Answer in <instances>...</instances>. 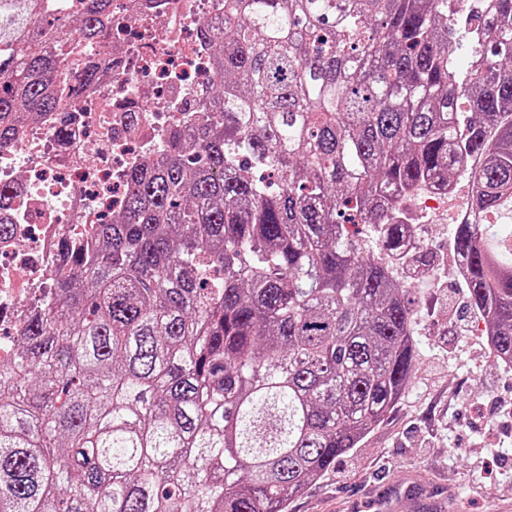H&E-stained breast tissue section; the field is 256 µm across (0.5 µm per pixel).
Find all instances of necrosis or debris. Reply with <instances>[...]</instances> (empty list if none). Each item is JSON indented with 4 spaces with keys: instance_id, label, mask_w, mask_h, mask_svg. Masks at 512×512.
Segmentation results:
<instances>
[{
    "instance_id": "necrosis-or-debris-1",
    "label": "necrosis or debris",
    "mask_w": 512,
    "mask_h": 512,
    "mask_svg": "<svg viewBox=\"0 0 512 512\" xmlns=\"http://www.w3.org/2000/svg\"><path fill=\"white\" fill-rule=\"evenodd\" d=\"M224 0H114L112 34L85 52L74 43L70 105L17 113L14 140L0 145V334L14 336L38 313L65 253L88 243L130 188L128 172L163 153L173 128L194 120L211 90V49L202 19ZM95 61L94 80L74 73Z\"/></svg>"
}]
</instances>
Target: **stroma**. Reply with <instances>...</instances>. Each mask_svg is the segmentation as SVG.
Returning a JSON list of instances; mask_svg holds the SVG:
<instances>
[{"label":"stroma","mask_w":512,"mask_h":512,"mask_svg":"<svg viewBox=\"0 0 512 512\" xmlns=\"http://www.w3.org/2000/svg\"><path fill=\"white\" fill-rule=\"evenodd\" d=\"M446 277L416 294L425 349L405 397L336 467L291 499L288 512H356L358 496L402 474L418 475V496L394 512H496L512 504V421L488 424L499 401L512 400V371L471 345L448 322Z\"/></svg>","instance_id":"obj_1"}]
</instances>
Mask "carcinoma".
<instances>
[{"mask_svg":"<svg viewBox=\"0 0 512 512\" xmlns=\"http://www.w3.org/2000/svg\"><path fill=\"white\" fill-rule=\"evenodd\" d=\"M100 46L112 0H79ZM62 0H0V142L59 110ZM212 92L0 360V512H287L405 396L406 204L472 160L469 306L512 371V0H224Z\"/></svg>","mask_w":512,"mask_h":512,"instance_id":"carcinoma-1","label":"carcinoma"}]
</instances>
